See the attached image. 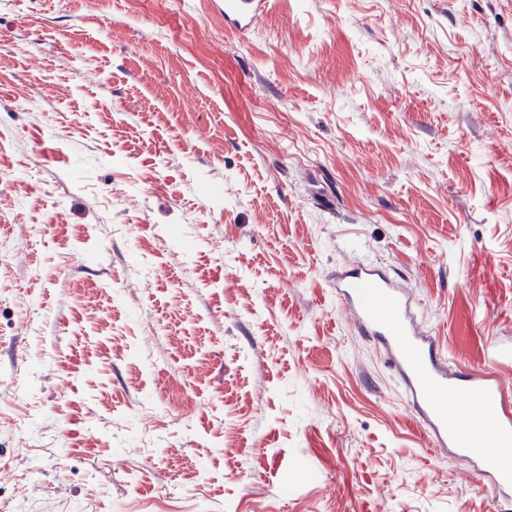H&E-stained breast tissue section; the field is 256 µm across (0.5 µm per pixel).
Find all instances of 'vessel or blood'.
<instances>
[{
  "label": "vessel or blood",
  "mask_w": 512,
  "mask_h": 512,
  "mask_svg": "<svg viewBox=\"0 0 512 512\" xmlns=\"http://www.w3.org/2000/svg\"><path fill=\"white\" fill-rule=\"evenodd\" d=\"M257 0H224V19L254 26ZM336 296L359 335L377 343L401 384L428 445L466 457L495 487L512 488V464L498 451L512 447V407L501 381L449 363L434 337L418 324L413 301L397 278L360 264L337 272Z\"/></svg>",
  "instance_id": "vessel-or-blood-1"
}]
</instances>
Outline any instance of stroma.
I'll return each mask as SVG.
<instances>
[{"mask_svg":"<svg viewBox=\"0 0 512 512\" xmlns=\"http://www.w3.org/2000/svg\"><path fill=\"white\" fill-rule=\"evenodd\" d=\"M363 260L512 396V0H0V512H497ZM261 0H224V21L236 29L245 30L254 26L261 13L254 4Z\"/></svg>","mask_w":512,"mask_h":512,"instance_id":"35a3bbf8","label":"stroma"}]
</instances>
